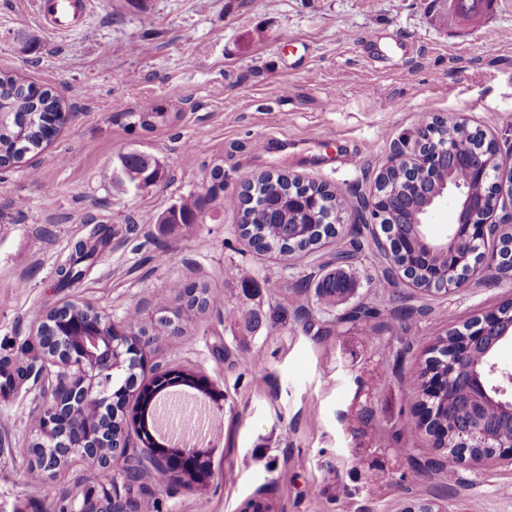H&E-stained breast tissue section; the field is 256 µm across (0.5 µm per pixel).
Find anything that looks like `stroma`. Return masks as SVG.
I'll list each match as a JSON object with an SVG mask.
<instances>
[{
	"mask_svg": "<svg viewBox=\"0 0 512 512\" xmlns=\"http://www.w3.org/2000/svg\"><path fill=\"white\" fill-rule=\"evenodd\" d=\"M34 2L0 0V70L74 110L41 153L0 170V365L33 353L36 313L87 302L119 327L141 312L156 334L151 362L206 378L222 398L207 404L219 428L201 481L111 479L76 457L47 495L27 452L39 387L0 377V512H112L116 501L132 512H242L257 497L269 512H404L413 501L512 512V466L448 474L415 417L428 347L512 301V277L448 294L400 279L381 287L376 227L361 215L288 266L241 237L229 204L196 224L157 222L192 194L238 197L266 171L369 195L424 115L483 129L512 163V0L457 28L430 22L431 0H92L67 32L48 29ZM262 140L270 152L255 153ZM132 150L160 169L137 193L113 179ZM99 224L110 242L79 283L60 287L57 269ZM341 250L355 253L354 293L298 315L292 289ZM244 271L255 297L241 292ZM192 286L214 304L167 335L159 318ZM361 303L382 312L369 334L343 319ZM252 307L264 320L244 342L236 319Z\"/></svg>",
	"mask_w": 512,
	"mask_h": 512,
	"instance_id": "obj_1",
	"label": "stroma"
}]
</instances>
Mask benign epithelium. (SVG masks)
<instances>
[{
  "mask_svg": "<svg viewBox=\"0 0 512 512\" xmlns=\"http://www.w3.org/2000/svg\"><path fill=\"white\" fill-rule=\"evenodd\" d=\"M491 3L465 0L455 10L454 26L476 24ZM440 121L435 117L426 122L414 146L395 153L388 168L411 175L447 164L448 179L426 194L419 224H425L430 213L450 199L454 216L448 236L430 239L415 231L419 224L412 225L411 233L402 224H380L383 236L376 241L386 248L402 242L414 257L439 254L441 261L427 274L434 284L430 292L451 293L512 264V164L500 155L495 138L464 125L461 129L482 139L483 145L467 157L460 156L452 138L436 137L435 126ZM399 193L398 186L382 178L375 182L366 203L374 223L379 224L378 216L386 210L405 203ZM490 336L499 342L512 339V321L499 320L495 309L466 324L464 344L469 349L481 346ZM31 340L39 352L40 370L55 368L54 380L42 390L43 404L37 410L28 446L31 477L49 483L75 455L105 471L120 461L129 479L142 475L140 463L169 477L207 468L213 449L192 444L171 448L153 434H144L147 427L140 415L160 394L183 384L219 400L220 394L207 379L169 370L157 362L151 368V379L135 391L112 390L116 371L127 365L135 370L145 367L154 344L149 332L134 326L120 331L104 311L88 303L70 302L43 312ZM457 381L465 386L470 420L459 428L443 429V439L457 442L443 466L453 470L460 463L480 461L473 454L475 448L489 449L493 461L512 464V435H498L500 420L512 421V373L499 368L492 356L472 360L458 353L447 377L425 379L424 389L439 393ZM118 396L134 397L135 413L119 414L114 402ZM131 428L149 440L136 458L127 454Z\"/></svg>",
  "mask_w": 512,
  "mask_h": 512,
  "instance_id": "benign-epithelium-1",
  "label": "benign epithelium"
}]
</instances>
